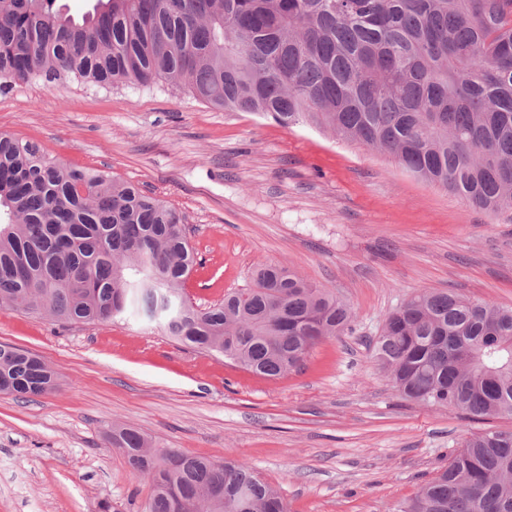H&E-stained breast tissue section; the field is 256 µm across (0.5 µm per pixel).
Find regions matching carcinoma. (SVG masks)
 Returning <instances> with one entry per match:
<instances>
[{
	"label": "carcinoma",
	"instance_id": "cac0c4a2",
	"mask_svg": "<svg viewBox=\"0 0 512 512\" xmlns=\"http://www.w3.org/2000/svg\"><path fill=\"white\" fill-rule=\"evenodd\" d=\"M55 0H0V93L71 78L157 82L217 109L307 122L386 152L488 213L512 211V0H97L80 20ZM176 208L103 171L0 134V305L97 324L132 308L166 336L265 378L341 335L351 308L287 268L199 309ZM373 357L405 399L471 419L512 416V308L444 290L387 317ZM58 387L39 357L0 344V392ZM112 446L152 485L144 512H288L249 466ZM394 512H512V431L465 441Z\"/></svg>",
	"mask_w": 512,
	"mask_h": 512
}]
</instances>
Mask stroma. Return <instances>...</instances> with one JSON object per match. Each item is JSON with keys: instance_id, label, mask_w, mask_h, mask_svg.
I'll return each mask as SVG.
<instances>
[{"instance_id": "obj_1", "label": "stroma", "mask_w": 512, "mask_h": 512, "mask_svg": "<svg viewBox=\"0 0 512 512\" xmlns=\"http://www.w3.org/2000/svg\"><path fill=\"white\" fill-rule=\"evenodd\" d=\"M0 132L72 167L163 197L200 264L198 307L288 267L353 312L350 330L265 379L127 315L62 324L0 307V344L41 357L55 392L0 393V512H143L151 485L112 446L113 426L156 448L251 467L289 512H392L470 435V420L407 401L372 357L411 292L452 290L512 307V213L469 207L390 155L305 124L225 112L168 85L104 90L71 80L0 93Z\"/></svg>"}]
</instances>
